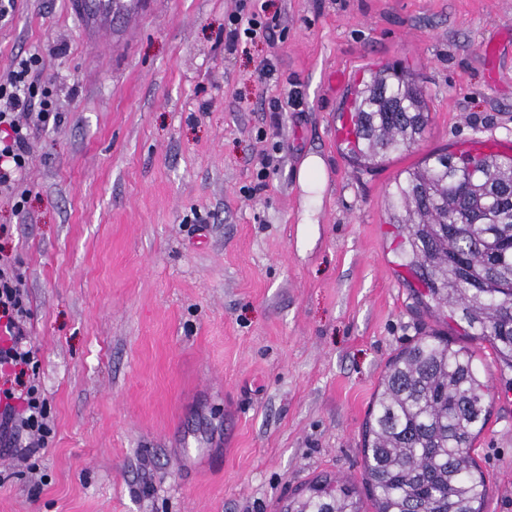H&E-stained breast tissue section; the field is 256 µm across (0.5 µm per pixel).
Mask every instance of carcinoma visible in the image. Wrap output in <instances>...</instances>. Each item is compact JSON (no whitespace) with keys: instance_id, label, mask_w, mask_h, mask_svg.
Here are the masks:
<instances>
[{"instance_id":"1","label":"carcinoma","mask_w":512,"mask_h":512,"mask_svg":"<svg viewBox=\"0 0 512 512\" xmlns=\"http://www.w3.org/2000/svg\"><path fill=\"white\" fill-rule=\"evenodd\" d=\"M429 97L408 73L381 70L355 91L354 144L376 165L419 141ZM404 233L403 265L423 284L420 304L449 311L512 369V158L430 153L389 194ZM489 405L474 351L428 334L389 363L363 448L372 512H480L486 483L472 446ZM285 512H362L352 489L324 480Z\"/></svg>"}]
</instances>
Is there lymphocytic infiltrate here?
Wrapping results in <instances>:
<instances>
[{
	"mask_svg": "<svg viewBox=\"0 0 512 512\" xmlns=\"http://www.w3.org/2000/svg\"><path fill=\"white\" fill-rule=\"evenodd\" d=\"M272 29V23L255 11L252 0H237L235 11L224 22V44L233 49L270 35ZM37 62L33 55L20 59L0 82V193L12 197L18 206L25 202L22 182L29 165L31 136L20 114L35 102L39 117L47 120L57 115L54 98L35 92ZM28 315L22 278L11 260L1 256L0 447L16 449L25 459L44 446L50 434L41 390L27 377L37 354L27 339Z\"/></svg>",
	"mask_w": 512,
	"mask_h": 512,
	"instance_id": "f902f5d3",
	"label": "lymphocytic infiltrate"
}]
</instances>
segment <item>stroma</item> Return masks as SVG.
<instances>
[{
	"mask_svg": "<svg viewBox=\"0 0 512 512\" xmlns=\"http://www.w3.org/2000/svg\"><path fill=\"white\" fill-rule=\"evenodd\" d=\"M258 2L274 38L236 51L235 0L117 9L114 45L85 43L68 0L0 17V79L38 55L62 116L22 114L23 212L0 195L51 429L30 459L0 447V512H281L323 478L368 502L363 426L387 363L449 329L416 302L387 199L429 153L512 140V0ZM393 63L430 121L419 145L361 168L340 111ZM311 153L327 185L305 224ZM461 342L491 405L473 451L481 512H512V370Z\"/></svg>",
	"mask_w": 512,
	"mask_h": 512,
	"instance_id": "stroma-1",
	"label": "stroma"
}]
</instances>
